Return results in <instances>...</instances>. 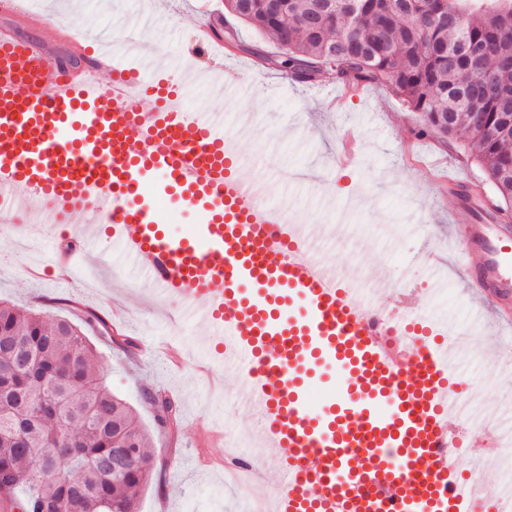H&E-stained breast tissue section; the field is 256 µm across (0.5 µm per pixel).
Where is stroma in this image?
I'll use <instances>...</instances> for the list:
<instances>
[{
	"mask_svg": "<svg viewBox=\"0 0 512 512\" xmlns=\"http://www.w3.org/2000/svg\"><path fill=\"white\" fill-rule=\"evenodd\" d=\"M34 5L47 18L34 35L50 48L61 26L93 38L104 30L137 27L139 43L126 55L143 72L152 71L155 61L181 57L199 28L218 21L235 28L240 47L225 46L212 65H241L252 92L228 99L199 80L186 91L191 108L223 113L225 131L234 133L248 160L249 178L278 181L284 168L313 164V181L281 183L280 191L301 224L323 229L319 248L335 264L356 268L379 303L394 305V286L406 276L416 302L435 305L449 326H470L474 341L458 347L457 358L472 377V400L484 405L492 421L512 406V371L487 364L485 356L494 337L512 329L491 315L473 323L477 302L457 256L447 259L442 296L432 298L429 291L427 252L448 246L449 225L468 220L444 207L435 175L456 169L483 184L486 197L494 195L464 136L447 143L434 134L417 136L415 114L384 86L346 93L340 107L329 108L335 76L325 71L312 81L287 77L278 64L280 49L225 14L224 0H76L65 8L57 0H34ZM349 131L359 138V152L354 167L343 170L336 156ZM21 222L17 214L0 219V302L74 321L92 311L107 322L109 335L91 336L94 366L133 406L151 439L152 477L141 491L139 512H241L224 485L228 448L220 439L201 443L199 433L227 428L253 435L258 423L239 405L237 379L225 372L207 323L182 316L177 297H160L139 282L104 224L94 225L95 245L77 259L71 282L53 285L42 273L55 261L63 230L48 223L43 235L23 237L17 231ZM116 334L133 338L137 349L115 346ZM153 394L177 404L174 426L157 424L149 401Z\"/></svg>",
	"mask_w": 512,
	"mask_h": 512,
	"instance_id": "stroma-1",
	"label": "stroma"
}]
</instances>
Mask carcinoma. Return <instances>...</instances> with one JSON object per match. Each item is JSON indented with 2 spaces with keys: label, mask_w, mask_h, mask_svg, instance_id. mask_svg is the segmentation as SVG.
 Masks as SVG:
<instances>
[{
  "label": "carcinoma",
  "mask_w": 512,
  "mask_h": 512,
  "mask_svg": "<svg viewBox=\"0 0 512 512\" xmlns=\"http://www.w3.org/2000/svg\"><path fill=\"white\" fill-rule=\"evenodd\" d=\"M225 10L275 45L302 80L330 70L351 91L384 85L419 114L418 135L464 131L512 222V0H237ZM77 325L0 304V512H138L149 440L92 364Z\"/></svg>",
  "instance_id": "cac0c4a2"
}]
</instances>
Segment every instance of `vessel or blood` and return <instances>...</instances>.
<instances>
[{
  "label": "vessel or blood",
  "mask_w": 512,
  "mask_h": 512,
  "mask_svg": "<svg viewBox=\"0 0 512 512\" xmlns=\"http://www.w3.org/2000/svg\"><path fill=\"white\" fill-rule=\"evenodd\" d=\"M61 38L51 56L0 30V211L33 200L56 224L110 225L152 287L227 340L224 368L276 451V512H512V485L459 472L460 454L494 460L512 430L486 427L479 444L453 432L471 402L446 324L404 299L385 338L387 308L330 267L274 184L245 176L223 113L185 106L188 75L141 74L75 28ZM214 81L228 98L245 91L231 68ZM439 185L469 217L452 232L469 288L511 324L512 225L470 180ZM172 198L196 215L180 236L161 227ZM322 369L333 377L316 403Z\"/></svg>",
  "instance_id": "obj_1"
}]
</instances>
